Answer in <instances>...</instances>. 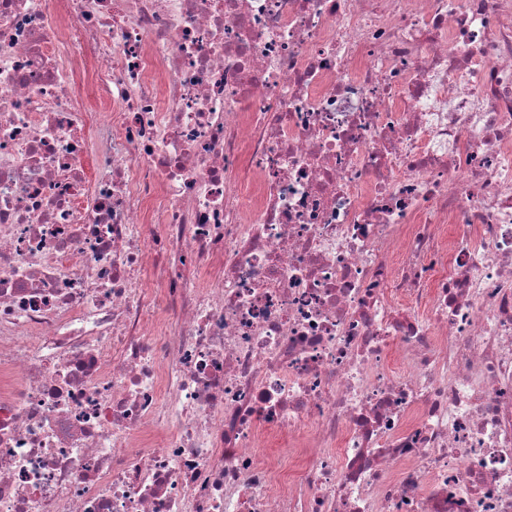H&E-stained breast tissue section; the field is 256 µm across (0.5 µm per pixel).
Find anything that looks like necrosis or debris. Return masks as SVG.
Returning a JSON list of instances; mask_svg holds the SVG:
<instances>
[{
    "instance_id": "4bbe7bcc",
    "label": "necrosis or debris",
    "mask_w": 512,
    "mask_h": 512,
    "mask_svg": "<svg viewBox=\"0 0 512 512\" xmlns=\"http://www.w3.org/2000/svg\"><path fill=\"white\" fill-rule=\"evenodd\" d=\"M0 512H512V0H0Z\"/></svg>"
}]
</instances>
